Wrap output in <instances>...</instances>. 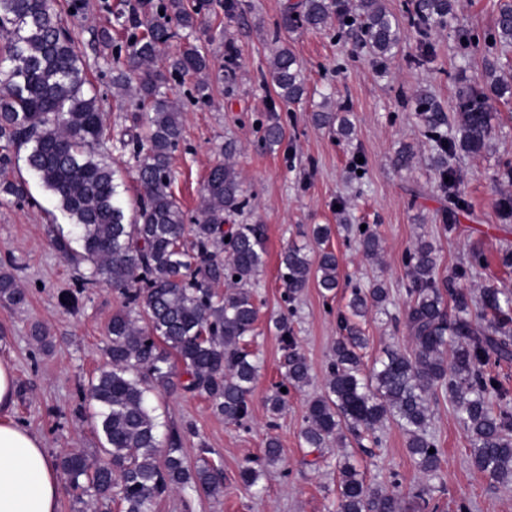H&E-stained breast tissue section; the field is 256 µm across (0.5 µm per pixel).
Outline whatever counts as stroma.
<instances>
[{
  "label": "stroma",
  "instance_id": "35a3bbf8",
  "mask_svg": "<svg viewBox=\"0 0 512 512\" xmlns=\"http://www.w3.org/2000/svg\"><path fill=\"white\" fill-rule=\"evenodd\" d=\"M233 15L224 12V0H209L195 33L208 50L211 83L209 99H199L196 79L172 80L183 111L184 139L174 154L173 191L185 210L194 211L204 181L213 165L223 161L227 141H235L234 163L250 197L244 221L264 225L266 264L252 291L259 307L256 335L250 344L261 362L246 426L225 423L200 395H159L155 400L162 432L182 437L188 465L207 458L220 469L224 489L210 497L189 489L177 490L158 501L153 512H336V464L343 450L328 445L308 452L300 437L309 399L323 390L336 341V312L344 308L353 284L384 282L390 290L387 313L370 311L362 328L369 339L366 362L382 357L385 349H407L411 339L397 317L403 316L408 278L405 252L418 241L432 242L440 277H448L467 264L472 248H480L485 266L462 287L478 297L491 282L512 291V268L500 256L512 251V221L504 220L495 206L512 196V183L498 180L504 163L512 162V100L491 99L492 131L476 154H459L453 161L458 188L468 201L454 230H446V204L431 166L432 144L426 140L414 112L412 94L428 89L447 112H454L456 92L482 82L485 53L477 49L461 58L453 25L434 27L432 53L424 65L412 67L409 55L417 51V36L405 28L401 50L385 66L367 55L353 57L348 39H337L335 27L291 35L289 47L305 67L308 94L302 103L281 101L272 87L258 80L271 58L269 34L281 18L285 0H237ZM501 0H454V20L483 33L492 28ZM148 0H87L82 14L69 20L89 77L102 98L104 119L111 132L131 126L142 110L136 98L112 88L113 56L100 53L94 33L110 29L114 43H122V29L135 13L146 10ZM332 110L348 111L355 126L351 140L337 141L332 130L316 127L311 114L321 101ZM278 114L285 138L273 153L257 145L258 130L270 114ZM404 145L415 158L410 168H395L390 158ZM363 160L355 174L352 157ZM23 201L0 199V269L11 270L26 290L24 306L0 305V359L10 362L16 376L12 418L38 435L52 458L73 448L96 456L99 446L80 390L105 361L106 325L121 305L112 288L83 285V271L71 268L50 242L48 225L56 211L51 195L36 181L27 184ZM346 202L338 213V202ZM376 230L382 251L365 259L353 236L340 222ZM329 225L324 244L311 237L313 225ZM304 247L310 255L327 249L336 253L340 288L335 298H324L308 286L294 302L293 332L310 367V382L290 390L285 409L270 416L264 400L282 379L284 351L269 326L271 315L283 311L279 258L289 245ZM75 298L61 304L63 295ZM40 323L46 345L30 337L32 323ZM428 431L439 443L442 466L434 477L421 474L406 448V437L394 422L379 431L382 443L368 451H353L351 463L368 483L397 491L406 512H414V491L428 485L440 512H456L460 500L470 512H512V486L494 484L475 469L466 455L465 435L453 403L444 391L430 399ZM278 437L282 457L266 465L263 450L268 435ZM260 470L258 487L245 486L243 467Z\"/></svg>",
  "mask_w": 512,
  "mask_h": 512
}]
</instances>
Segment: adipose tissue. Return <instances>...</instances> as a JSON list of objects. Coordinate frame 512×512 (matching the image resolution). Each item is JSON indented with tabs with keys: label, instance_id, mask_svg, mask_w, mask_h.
<instances>
[{
	"label": "adipose tissue",
	"instance_id": "adipose-tissue-1",
	"mask_svg": "<svg viewBox=\"0 0 512 512\" xmlns=\"http://www.w3.org/2000/svg\"><path fill=\"white\" fill-rule=\"evenodd\" d=\"M15 377L0 360V512H57L60 473L41 439L12 420Z\"/></svg>",
	"mask_w": 512,
	"mask_h": 512
}]
</instances>
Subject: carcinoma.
I'll use <instances>...</instances> for the list:
<instances>
[{"label": "carcinoma", "instance_id": "carcinoma-1", "mask_svg": "<svg viewBox=\"0 0 512 512\" xmlns=\"http://www.w3.org/2000/svg\"><path fill=\"white\" fill-rule=\"evenodd\" d=\"M200 12L186 0H164L157 11L132 18L126 28L122 66L113 70L112 87L132 88L144 122L119 140L136 160L139 196L132 221L120 191L118 170L96 154L109 139L96 93H88L87 68L53 0H0V39L8 65L0 68V195H27L23 179L11 180L13 149L30 147L26 164L32 177L52 195L69 221L54 246L75 265L88 263L86 283L117 291L121 307L107 326L105 365L82 390L94 409L93 427L100 440L99 460L92 463L82 449H73L58 466L76 489L92 491L100 508L118 501L121 512H152L157 500L177 489L192 488L207 496L223 490L218 471L206 459L186 464L179 433H159L151 394L177 387L205 396L214 413L242 426L250 415V395L258 374L253 354L243 347L253 335L258 307L250 287L266 263V235L260 224H234L249 208L240 172L228 162L214 165L203 185L195 214L188 215L172 190V158L183 138V117L169 79L209 70L204 48L191 41ZM453 16L452 0H404L392 12L384 0H296L286 6L272 33L274 53L262 82L271 84L285 102L297 103L305 93L301 62L288 48V35L318 31L336 24L347 28L355 47L384 64L400 50L404 26L421 37L420 53L409 58L419 65L429 52L426 38L436 24ZM186 31L181 49L154 67L161 50ZM463 50H492L512 45V3L500 5L493 28L480 36L456 28ZM512 95V74L495 60H485L482 85L457 91L458 118L450 116L434 95H415L416 116L424 135L434 143L433 164L440 191L454 211L468 208L457 189L456 170L448 160L460 151L481 150L491 134L488 99ZM314 125L336 128L348 140L353 132L346 115L323 104L311 114ZM285 137L276 115L260 128V147L275 151ZM363 255L378 257L379 234L354 229ZM476 251L467 266L441 279L431 242L419 240L406 251L409 275L405 327L410 349H389L368 368L362 350L367 338L359 324L369 310L385 309L389 289L382 282L354 287L345 309L338 311L339 336L323 391L307 402L303 443L323 448L332 440L375 434L387 420L406 436V447L420 472L432 477L441 451L428 431L429 393L445 388L468 442L472 465L494 482L512 485V392L490 366L512 361V294L494 284L483 287L474 301L459 287L483 266ZM284 302L292 303L313 282L325 294L339 287L336 254L317 258L289 246L280 258ZM225 285L219 294L215 288ZM27 294L16 275L0 271V303L21 307ZM283 343L285 381L265 398L267 410L280 414L287 394L310 380V368L293 334L289 318L270 319ZM453 349V359L444 357ZM181 366L185 380L173 381ZM281 459L278 438L266 439L264 461ZM338 512H403L401 496L366 482L350 463L338 462Z\"/></svg>", "mask_w": 512, "mask_h": 512}]
</instances>
